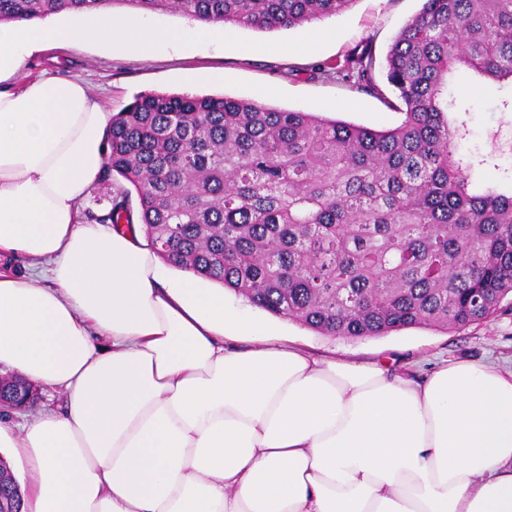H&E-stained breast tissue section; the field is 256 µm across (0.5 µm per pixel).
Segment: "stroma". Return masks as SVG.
Here are the masks:
<instances>
[{
	"mask_svg": "<svg viewBox=\"0 0 512 512\" xmlns=\"http://www.w3.org/2000/svg\"><path fill=\"white\" fill-rule=\"evenodd\" d=\"M422 4L423 0H354L347 10L322 19L328 35L316 42L310 39L309 23L272 31L228 24L225 37L202 41L189 51L169 45L149 57L119 43L110 48L98 43L54 47L33 52L10 87L15 90L50 74L83 80L112 113L121 112L144 93L225 95L388 130L402 123L404 113L386 85L385 57ZM364 48L375 56L374 80L382 86V95L319 74L324 63ZM202 71L213 73V81L196 82ZM452 92L456 110L449 118L468 131L461 150L490 158L474 169V185L481 190L512 185V112L502 109L503 100L512 98V88L459 79ZM265 320L271 332L319 358L369 363L392 356L398 368L420 376L444 359L512 369V294L489 319L460 330L421 326L376 338L346 339L321 336L270 314Z\"/></svg>",
	"mask_w": 512,
	"mask_h": 512,
	"instance_id": "obj_1",
	"label": "stroma"
}]
</instances>
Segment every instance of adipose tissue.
Wrapping results in <instances>:
<instances>
[{
	"instance_id": "ef3b65f1",
	"label": "adipose tissue",
	"mask_w": 512,
	"mask_h": 512,
	"mask_svg": "<svg viewBox=\"0 0 512 512\" xmlns=\"http://www.w3.org/2000/svg\"><path fill=\"white\" fill-rule=\"evenodd\" d=\"M209 34L108 11L0 23V83L36 47ZM111 122L78 80L0 90V255L42 264L0 267V374L66 395L0 419V454L32 472L22 512H512V370L313 357L142 228L82 222ZM36 389V399L31 406L23 411L11 412L16 423L23 424L26 420H31L44 409L54 408L63 404L65 395L58 391L34 384Z\"/></svg>"
}]
</instances>
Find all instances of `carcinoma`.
I'll return each mask as SVG.
<instances>
[{
    "instance_id": "obj_1",
    "label": "carcinoma",
    "mask_w": 512,
    "mask_h": 512,
    "mask_svg": "<svg viewBox=\"0 0 512 512\" xmlns=\"http://www.w3.org/2000/svg\"><path fill=\"white\" fill-rule=\"evenodd\" d=\"M352 0H0V23L121 5L202 24L290 29ZM369 49L326 63L373 93ZM512 83V0H423L385 60L404 106L388 131L227 96L142 94L112 117L104 170L127 181L106 213L139 221L166 263L322 336L462 329L512 293V193L471 191L484 157L459 153L455 75ZM21 512L20 484L0 498Z\"/></svg>"
}]
</instances>
